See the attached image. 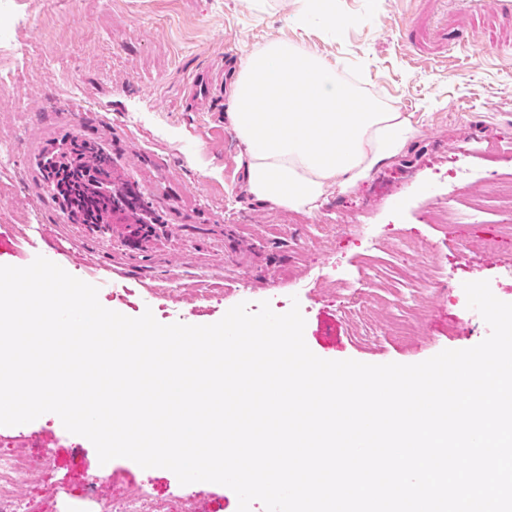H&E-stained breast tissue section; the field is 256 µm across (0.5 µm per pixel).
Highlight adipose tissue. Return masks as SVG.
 I'll return each mask as SVG.
<instances>
[{
  "mask_svg": "<svg viewBox=\"0 0 512 512\" xmlns=\"http://www.w3.org/2000/svg\"><path fill=\"white\" fill-rule=\"evenodd\" d=\"M226 117L253 199L313 210L330 186L347 189L415 137L409 118L307 49L271 41L249 55L229 88Z\"/></svg>",
  "mask_w": 512,
  "mask_h": 512,
  "instance_id": "1",
  "label": "adipose tissue"
}]
</instances>
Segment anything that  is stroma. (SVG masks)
<instances>
[{"label": "stroma", "instance_id": "obj_1", "mask_svg": "<svg viewBox=\"0 0 512 512\" xmlns=\"http://www.w3.org/2000/svg\"><path fill=\"white\" fill-rule=\"evenodd\" d=\"M334 17L340 30L330 28ZM407 22L418 34L410 43ZM430 23L425 0H324L303 24L295 0H0V141L13 145L0 162V265L44 256L97 286L105 308L133 318L149 310L163 324H212L243 301L253 311L269 301L278 314L296 302L307 346L326 360L415 364L477 345L490 328L471 316L464 283L489 281L512 303V274L476 247L495 217L450 235L426 215L512 192V15L495 0L449 11V35L473 45L465 53L428 38ZM271 40L303 45L418 130L401 155L357 186L330 187L310 212L245 192L241 145L225 118L233 67ZM203 72L219 96L189 101ZM74 140L89 144L86 163L111 157L112 186L131 197L107 233L82 224L41 174L47 152ZM359 224L374 225L375 240ZM398 244L432 288L406 343L389 331L400 296L370 267ZM6 432L53 457L47 477L22 478L19 490L56 501L59 512H80L91 479L177 499L179 512H195L188 490L237 512L226 486L187 488L172 471L127 458L100 463L56 414Z\"/></svg>", "mask_w": 512, "mask_h": 512}]
</instances>
